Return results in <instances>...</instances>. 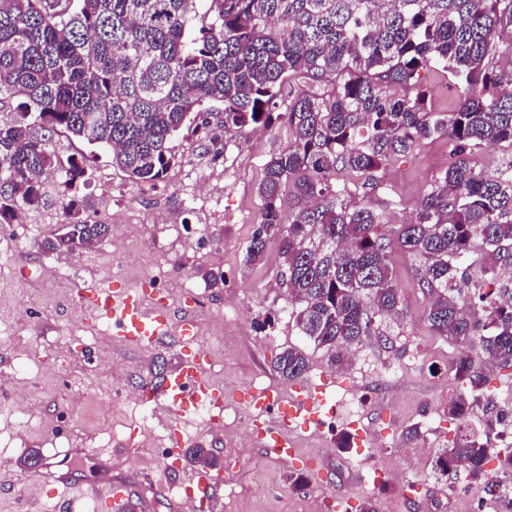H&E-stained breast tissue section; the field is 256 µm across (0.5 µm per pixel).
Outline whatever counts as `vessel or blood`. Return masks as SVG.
Instances as JSON below:
<instances>
[{"label": "vessel or blood", "instance_id": "b4317fda", "mask_svg": "<svg viewBox=\"0 0 512 512\" xmlns=\"http://www.w3.org/2000/svg\"><path fill=\"white\" fill-rule=\"evenodd\" d=\"M93 316L112 325V342L117 346L133 345L154 351L175 341H191L196 324L187 321L175 324L164 298L155 297L146 288H124L118 285H90L77 291ZM207 357L200 350H186L179 366L161 381L146 380L139 394L145 401L167 410L185 414L201 408L222 411L225 392L207 377ZM248 410H276L277 415L258 432L257 440L284 463L293 465L300 460L294 433L304 429L322 434L329 412L326 399L318 388L297 386L283 391L270 385L257 394L244 396ZM130 478L114 479L101 476L91 491L100 512H135L137 505ZM218 477L207 470L196 471L183 485L185 499L215 500L219 494Z\"/></svg>", "mask_w": 512, "mask_h": 512}]
</instances>
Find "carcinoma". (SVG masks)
Masks as SVG:
<instances>
[{
  "instance_id": "carcinoma-1",
  "label": "carcinoma",
  "mask_w": 512,
  "mask_h": 512,
  "mask_svg": "<svg viewBox=\"0 0 512 512\" xmlns=\"http://www.w3.org/2000/svg\"><path fill=\"white\" fill-rule=\"evenodd\" d=\"M206 1L210 21L198 24ZM512 0H0V223L15 206H38L47 145L62 129L108 149L134 183L160 180L171 140L206 126L214 104L224 131L288 124L292 141L263 165L260 221L246 248L258 261L275 240L299 331L333 362L401 314L389 253L397 243L423 261L429 321L461 346L457 380L471 395L448 416L505 419L480 395L487 379L472 355L512 367V156L490 172L466 160L472 149L512 145ZM456 79L459 102L446 114L427 106L421 72ZM305 79L313 90L298 89ZM286 110L276 111L281 103ZM446 137L454 160L436 178L416 221L393 230L344 202L337 178L373 191L395 155ZM295 206L285 210L286 191ZM110 225L76 221L43 242L77 252ZM286 380L308 371L304 352L281 351ZM491 447L480 431L439 451L442 473L463 463L476 485Z\"/></svg>"
}]
</instances>
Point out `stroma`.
I'll return each instance as SVG.
<instances>
[{
    "mask_svg": "<svg viewBox=\"0 0 512 512\" xmlns=\"http://www.w3.org/2000/svg\"><path fill=\"white\" fill-rule=\"evenodd\" d=\"M290 141L284 124L241 138L225 135L224 110L216 104L207 129L186 128L172 140L175 160L165 178L140 184L113 166L110 151L64 131L54 134L48 145L54 165L45 177L44 200L21 207L25 221L13 225L8 248L0 252L15 290L14 301L0 305V374L14 377L22 387L31 416L21 437L0 453V512H41L48 488L25 465L31 453L53 463L90 443L111 452L113 475L140 474L136 493L159 500L155 512H173V499L196 462L180 459L160 485L152 476L162 471L163 448L176 431L187 447L209 448L216 458L212 472L223 483L208 512H359L364 505L373 512H488L479 506L466 474L448 477L436 467L439 450L456 435L448 401L464 387L454 378L457 344L437 335L427 319L429 298L419 286L420 261L392 249L402 314L382 322L380 335L364 340L339 366L296 328L280 286L284 266L277 246L245 265V250L260 220L262 166ZM81 157L88 180L62 189L70 159ZM450 159L447 138L420 141L386 162L378 190L347 180L345 200L399 227L414 219ZM74 216L110 225L111 231L71 255L61 268L57 254L40 244ZM118 239L135 255L138 277L163 266L166 302L177 319L192 318L199 326L195 347L223 345V356L208 373L224 391L265 389L279 379L274 355L291 346L305 349L309 370L304 380L329 383L336 412L333 430L299 436L307 459L298 470L287 469L253 441L241 453L226 452L224 434L238 425L233 400L224 405V429L218 433L209 431L197 414L177 416L153 405L105 412L113 374L137 387L143 379L172 370L180 350H116L99 343L93 337L95 325L77 324L74 297L57 291L40 271L59 268L70 282L135 285L137 277L112 268ZM214 274L223 275L224 287H211ZM147 426L157 439L149 448L141 445ZM413 426L421 430L414 463L403 466L398 485H388L374 472V442L404 445L403 433ZM110 427L124 432V442L109 440ZM298 471L308 475L302 490L293 485Z\"/></svg>",
    "mask_w": 512,
    "mask_h": 512,
    "instance_id": "35a3bbf8",
    "label": "stroma"
}]
</instances>
